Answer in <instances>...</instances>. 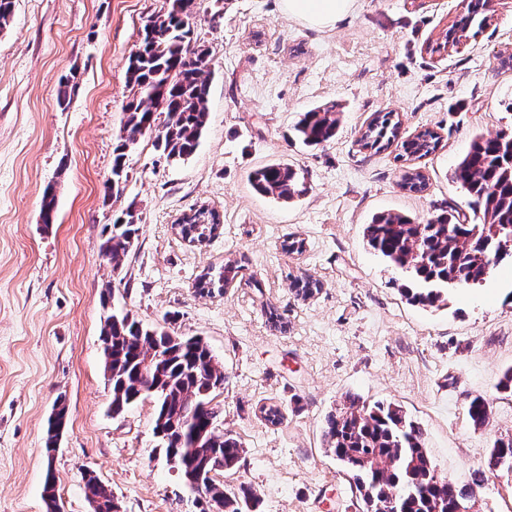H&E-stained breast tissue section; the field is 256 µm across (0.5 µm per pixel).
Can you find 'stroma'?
Listing matches in <instances>:
<instances>
[{"mask_svg":"<svg viewBox=\"0 0 512 512\" xmlns=\"http://www.w3.org/2000/svg\"><path fill=\"white\" fill-rule=\"evenodd\" d=\"M164 0H15L0 32V512H46V469L64 512H91L84 471L121 512H200L156 450L154 401L111 410L101 329L105 301L144 324L177 313V333L202 337L224 368L220 431L245 448L230 484L251 485L260 512H358L349 483L325 452L322 424L342 396L395 403L425 432L440 474L463 484L494 438L512 435V398L497 383L512 367V263L445 305L422 308L399 291V274L365 244L375 214L425 221L438 208L466 210L451 175L477 134L512 131V0H493L487 26L442 47L463 0H357L326 29L288 18L281 0H194L190 24L210 52L208 122L196 152L170 163L152 135L128 156L120 198L106 196L113 148L132 97L126 67L144 20ZM75 74L59 107L62 78ZM335 106L333 140L306 147L300 115ZM393 111L400 139L438 132L432 154L398 160L399 146L363 148L374 113ZM285 162L308 190L290 201L256 193L250 173ZM427 187L406 190L407 168ZM56 220L41 222L47 187ZM134 205L140 232L122 276L101 244L114 214ZM222 228L183 241L175 220L198 206ZM303 239L291 253L288 238ZM244 259L243 283L199 293L201 274ZM319 281L301 298L297 277ZM284 313L283 325L269 318ZM493 411L472 426L465 398ZM68 427L46 455L57 400ZM276 405L272 425L261 406Z\"/></svg>","mask_w":512,"mask_h":512,"instance_id":"obj_1","label":"stroma"}]
</instances>
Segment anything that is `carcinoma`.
<instances>
[{
  "label": "carcinoma",
  "mask_w": 512,
  "mask_h": 512,
  "mask_svg": "<svg viewBox=\"0 0 512 512\" xmlns=\"http://www.w3.org/2000/svg\"><path fill=\"white\" fill-rule=\"evenodd\" d=\"M192 0H166L164 11L149 16L136 51L127 65L132 99L126 105L122 134L113 150L112 184L118 197L126 177V158L137 137L155 134L154 147L166 160L178 162L196 150L207 126L210 92V53L193 43L188 22ZM488 14L483 0H470L467 15L448 30L445 40L455 43L471 31L478 34ZM333 107H316L303 113L294 127L303 145L317 146L336 136ZM400 129L398 115L379 112L362 133L365 148L392 144ZM440 136L425 129L401 142L405 156H426L435 151ZM253 188L275 200L287 201L305 191L304 179L291 166L274 163L250 176ZM453 181L471 198L473 216L444 210L418 224L399 213H380L365 225L367 244L393 269L401 272V292L413 305L435 306L459 286L483 285L504 261L512 263V133L494 137L477 135L453 171ZM56 193L50 186L41 201L42 223H54ZM213 211L178 228L189 241L203 242L217 231ZM140 217L130 207L115 214L102 243L112 272L123 269L138 239ZM242 265L228 261L201 275V293L221 291L233 282ZM178 314L170 312L163 323L145 325L130 312L114 310L101 331L105 373L112 392V413L121 414L145 397H154L153 431H161L165 457L183 461L186 480L200 467L221 463L220 472L239 468L243 443L219 431L221 410L212 405L213 395L224 389V368L209 345L199 336L177 334L172 325ZM488 401L483 395L467 398L471 424L481 428L489 421ZM68 423L65 404L57 405L48 418L45 450L57 448ZM325 451L336 458L353 481L362 512H384L396 501L398 512H452L455 499L464 495L476 500L499 467L512 465V437L494 440L485 458L466 484L438 473L429 457L420 424L394 403L363 400L345 395L339 407L325 417L322 431ZM98 512H110L112 492L98 477L83 476ZM56 475L47 469L43 483L46 512H54ZM206 500L210 512L220 504L223 512H256L260 497L245 484L230 487L212 480Z\"/></svg>",
  "instance_id": "1"
}]
</instances>
